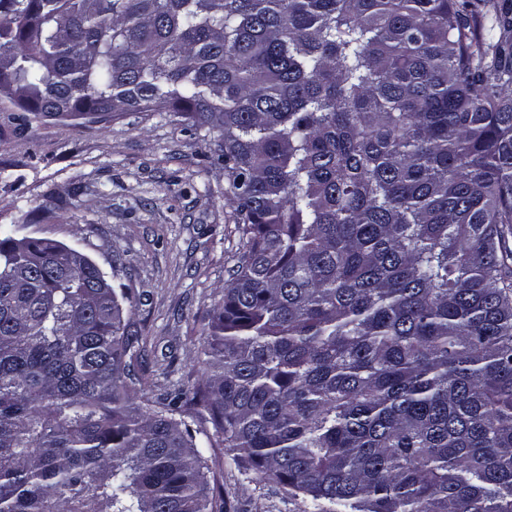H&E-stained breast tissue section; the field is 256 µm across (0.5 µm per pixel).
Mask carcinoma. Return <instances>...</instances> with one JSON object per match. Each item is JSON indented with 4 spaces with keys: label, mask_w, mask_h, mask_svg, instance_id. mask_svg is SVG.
Returning a JSON list of instances; mask_svg holds the SVG:
<instances>
[{
    "label": "carcinoma",
    "mask_w": 512,
    "mask_h": 512,
    "mask_svg": "<svg viewBox=\"0 0 512 512\" xmlns=\"http://www.w3.org/2000/svg\"><path fill=\"white\" fill-rule=\"evenodd\" d=\"M0 0L23 120L215 132L241 249L192 394L88 256L0 236V512H512V0ZM208 423L211 428L203 427ZM218 485L224 490L226 512H305L302 497H290L278 486L266 483L257 474L244 475L227 456L224 470L216 469Z\"/></svg>",
    "instance_id": "1"
}]
</instances>
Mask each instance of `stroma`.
I'll return each instance as SVG.
<instances>
[{
  "label": "stroma",
  "instance_id": "stroma-1",
  "mask_svg": "<svg viewBox=\"0 0 512 512\" xmlns=\"http://www.w3.org/2000/svg\"><path fill=\"white\" fill-rule=\"evenodd\" d=\"M209 154L208 139L172 112L24 125L0 105V228L79 249L129 289L149 399L197 385L201 319L240 248L224 170ZM216 481L225 512H306L302 498L232 460Z\"/></svg>",
  "mask_w": 512,
  "mask_h": 512
}]
</instances>
